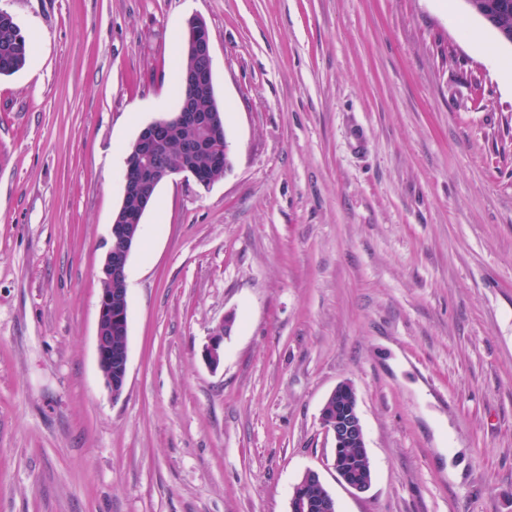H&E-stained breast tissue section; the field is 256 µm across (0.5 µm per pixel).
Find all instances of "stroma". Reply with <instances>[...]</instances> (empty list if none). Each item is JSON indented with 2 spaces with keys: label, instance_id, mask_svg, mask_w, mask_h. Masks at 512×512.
<instances>
[{
  "label": "stroma",
  "instance_id": "1",
  "mask_svg": "<svg viewBox=\"0 0 512 512\" xmlns=\"http://www.w3.org/2000/svg\"><path fill=\"white\" fill-rule=\"evenodd\" d=\"M0 10L32 43L0 76V512H289L309 469L338 512H512V45L464 0ZM194 17L231 168L156 188L115 396L96 335L117 151L173 110ZM342 382L364 493L320 420ZM336 400V408L331 405ZM330 410L333 412L330 413ZM321 421L334 440L333 468L338 480L348 489L363 493L370 489L373 479L356 478L360 469L369 467L368 458L355 448L366 449L364 426L359 412L358 397L354 386L342 382L330 393L321 409ZM349 455L346 458L347 449ZM348 468L347 469L344 466Z\"/></svg>",
  "mask_w": 512,
  "mask_h": 512
}]
</instances>
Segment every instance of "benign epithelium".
Returning a JSON list of instances; mask_svg holds the SVG:
<instances>
[{
    "label": "benign epithelium",
    "instance_id": "benign-epithelium-1",
    "mask_svg": "<svg viewBox=\"0 0 512 512\" xmlns=\"http://www.w3.org/2000/svg\"><path fill=\"white\" fill-rule=\"evenodd\" d=\"M187 49L193 51L197 64L182 74V83L192 91V95L182 98L175 111L167 117L157 119L145 126L132 145L126 158L124 190L122 201L135 200L139 210L134 217L117 214L110 224L109 246L106 252L102 274L107 281H126V268L136 244L145 211L151 202L146 187H157L172 179L176 174L192 176L199 184L208 186L212 180L202 177L188 166L173 165L161 156L168 133L175 126H194L202 130L214 124L213 117L199 109L196 99L214 90L211 41L207 26L199 19H192L183 33ZM188 153L210 152L219 162H224L221 147L203 136L185 146ZM127 331L128 289L112 290L103 288L99 297L97 327V353L99 367L105 385L112 394H121L127 378V344L112 343V328ZM224 339V326H219L212 340L204 349L206 361L213 367L219 365L222 356L221 344ZM321 421L334 440L333 468L338 480L348 489L363 493L370 489L371 480L351 476L344 466L346 451L349 448H366L364 426L359 412L358 397L354 386L342 382L330 393L321 409ZM318 473L307 471V476L298 482L290 499V512H337L336 502L323 499L311 492Z\"/></svg>",
    "mask_w": 512,
    "mask_h": 512
}]
</instances>
